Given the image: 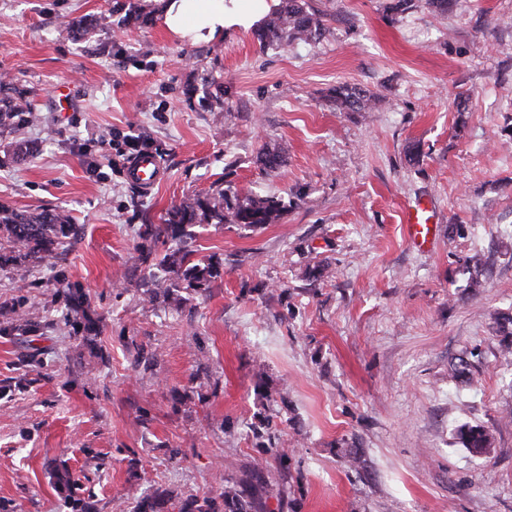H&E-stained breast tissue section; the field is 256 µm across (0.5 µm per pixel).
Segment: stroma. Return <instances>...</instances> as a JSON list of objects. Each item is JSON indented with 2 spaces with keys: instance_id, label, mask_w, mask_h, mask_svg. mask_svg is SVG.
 Instances as JSON below:
<instances>
[{
  "instance_id": "obj_1",
  "label": "stroma",
  "mask_w": 512,
  "mask_h": 512,
  "mask_svg": "<svg viewBox=\"0 0 512 512\" xmlns=\"http://www.w3.org/2000/svg\"><path fill=\"white\" fill-rule=\"evenodd\" d=\"M113 2L0 0V78L33 110L0 135V204L70 213L59 266L102 319L87 346L48 272L0 269V306L51 326L0 338V499L71 512L63 463L96 512H137L156 490L217 488L273 424L292 475L279 512H512V362L492 319L512 317V0H306L325 32L276 49L253 26L178 40L156 0ZM79 16L92 27L66 31ZM339 84L377 106L337 108ZM141 150L166 173L149 192L126 175ZM229 185L281 199L280 220L145 238ZM422 199L438 213L424 251L402 224ZM182 245L224 269L177 306L137 255ZM475 253L491 266L469 269ZM460 355L473 387L448 381ZM465 423L491 454L457 443ZM456 434L463 448L473 455H488L493 450V437L483 426L466 423L457 428Z\"/></svg>"
}]
</instances>
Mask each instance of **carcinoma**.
Instances as JSON below:
<instances>
[{"label": "carcinoma", "mask_w": 512, "mask_h": 512, "mask_svg": "<svg viewBox=\"0 0 512 512\" xmlns=\"http://www.w3.org/2000/svg\"><path fill=\"white\" fill-rule=\"evenodd\" d=\"M324 30L323 19L315 12L306 10L299 0H287L283 10L265 17L261 24V39L265 45L281 44V40L309 41ZM336 103L345 110L362 112L372 105V97L356 87L339 85L332 90ZM28 112L24 93L13 91L0 80V130L13 126V119ZM280 216V203L272 198L246 196L239 198L231 187L217 190L194 202L174 204L166 212L163 223L149 225V234L155 238L179 239L185 236L190 225L235 224L243 228H255L273 224ZM76 233L71 217L55 209L38 213L18 211L0 204V267L31 260L47 267L56 268V262L64 252L67 240ZM194 251L178 248L167 251L156 266L184 285L187 291L209 286L221 277V263L193 259ZM57 295L64 300L63 320L78 332L84 333L86 345H94L98 323L89 312V297L82 288L65 283L62 271L53 275ZM40 331L24 314L12 309V316L0 322V335L30 336ZM470 364L458 359L448 365V381L456 384L471 383ZM456 434L463 447L474 455H488L493 450L491 433L480 425L468 423L459 426ZM278 476L258 466L245 469L239 475L224 478V485L214 493L203 496L188 494L181 497L170 492L146 495L139 502V512H273L269 507L272 498L282 501L284 481L288 477V457L278 456ZM56 489L65 494L71 512H93V504L75 497L79 483L65 465L51 472Z\"/></svg>", "instance_id": "cac0c4a2"}]
</instances>
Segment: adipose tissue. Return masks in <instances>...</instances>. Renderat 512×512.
<instances>
[{"instance_id":"adipose-tissue-1","label":"adipose tissue","mask_w":512,"mask_h":512,"mask_svg":"<svg viewBox=\"0 0 512 512\" xmlns=\"http://www.w3.org/2000/svg\"><path fill=\"white\" fill-rule=\"evenodd\" d=\"M278 5V0H256L243 8L238 0H161L163 24L179 39L207 42L225 27H249Z\"/></svg>"}]
</instances>
